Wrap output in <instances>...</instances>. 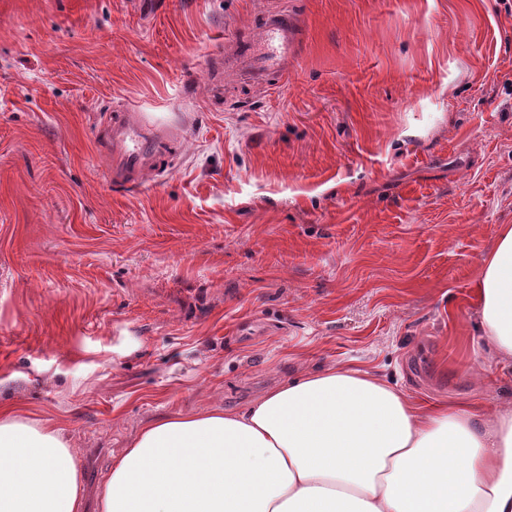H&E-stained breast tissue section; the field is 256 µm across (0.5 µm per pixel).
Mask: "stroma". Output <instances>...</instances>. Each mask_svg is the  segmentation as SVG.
<instances>
[{
	"label": "stroma",
	"instance_id": "stroma-1",
	"mask_svg": "<svg viewBox=\"0 0 512 512\" xmlns=\"http://www.w3.org/2000/svg\"><path fill=\"white\" fill-rule=\"evenodd\" d=\"M281 8L292 68L240 79ZM122 108L167 132L135 188L96 150ZM503 224L501 0H0V404L70 440L87 512L142 424L338 362L512 402L471 307Z\"/></svg>",
	"mask_w": 512,
	"mask_h": 512
}]
</instances>
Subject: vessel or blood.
<instances>
[{"instance_id":"obj_1","label":"vessel or blood","mask_w":512,"mask_h":512,"mask_svg":"<svg viewBox=\"0 0 512 512\" xmlns=\"http://www.w3.org/2000/svg\"><path fill=\"white\" fill-rule=\"evenodd\" d=\"M303 39L299 16L285 9L274 10L265 14L248 47L236 55L235 61L254 83L265 85L274 77L287 75ZM160 142L158 132L136 114L114 119L102 139L110 158L109 181L117 187H137L145 172L155 170Z\"/></svg>"}]
</instances>
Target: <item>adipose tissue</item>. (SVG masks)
I'll use <instances>...</instances> for the list:
<instances>
[{
  "label": "adipose tissue",
  "instance_id": "ef3b65f1",
  "mask_svg": "<svg viewBox=\"0 0 512 512\" xmlns=\"http://www.w3.org/2000/svg\"><path fill=\"white\" fill-rule=\"evenodd\" d=\"M474 328L512 365V224L482 261ZM0 512H86L54 426L0 406ZM98 512H512V402L413 400L333 365L240 411L145 423L114 456Z\"/></svg>",
  "mask_w": 512,
  "mask_h": 512
}]
</instances>
